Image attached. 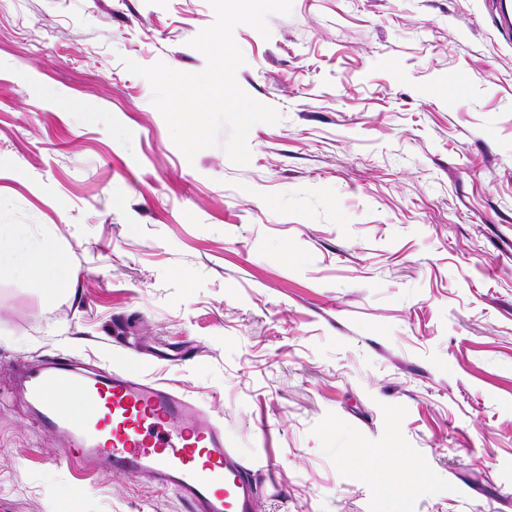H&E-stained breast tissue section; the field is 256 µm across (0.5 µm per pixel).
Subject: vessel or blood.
Wrapping results in <instances>:
<instances>
[{"mask_svg": "<svg viewBox=\"0 0 512 512\" xmlns=\"http://www.w3.org/2000/svg\"><path fill=\"white\" fill-rule=\"evenodd\" d=\"M18 390L33 421L65 440L60 457L103 475L148 478L191 512H255L253 471L226 446L212 411L122 359L91 373L60 356L27 367ZM72 395L82 414L66 409Z\"/></svg>", "mask_w": 512, "mask_h": 512, "instance_id": "1", "label": "vessel or blood"}]
</instances>
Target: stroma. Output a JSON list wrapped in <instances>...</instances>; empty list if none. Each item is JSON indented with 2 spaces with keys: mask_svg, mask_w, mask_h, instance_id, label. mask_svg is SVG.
<instances>
[{
  "mask_svg": "<svg viewBox=\"0 0 512 512\" xmlns=\"http://www.w3.org/2000/svg\"><path fill=\"white\" fill-rule=\"evenodd\" d=\"M497 0H293L234 31L277 109L187 161L124 58L205 69L208 0H0V512H190L56 460L23 367L125 356L252 461L259 512H512V39ZM24 229L25 224L0 225V268H9L24 276H38L46 288L48 301H52L58 288L71 279V265L57 248L50 233L44 234L30 246H18Z\"/></svg>",
  "mask_w": 512,
  "mask_h": 512,
  "instance_id": "obj_1",
  "label": "stroma"
}]
</instances>
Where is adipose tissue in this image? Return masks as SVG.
<instances>
[{"label":"adipose tissue","instance_id":"obj_1","mask_svg":"<svg viewBox=\"0 0 512 512\" xmlns=\"http://www.w3.org/2000/svg\"><path fill=\"white\" fill-rule=\"evenodd\" d=\"M23 230L20 224L0 225V268L38 276L47 298H54L58 288L66 285L72 276L69 260L48 233L30 246H19Z\"/></svg>","mask_w":512,"mask_h":512}]
</instances>
